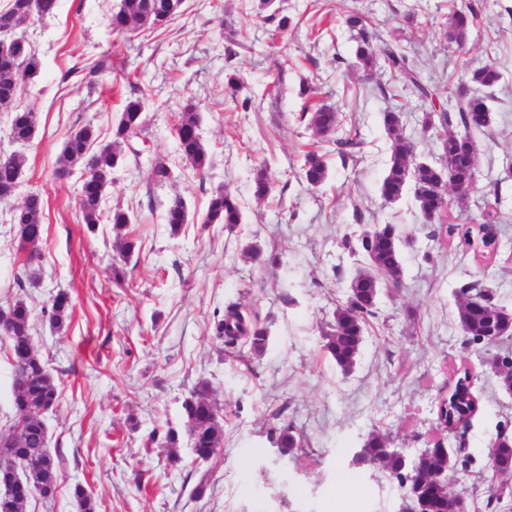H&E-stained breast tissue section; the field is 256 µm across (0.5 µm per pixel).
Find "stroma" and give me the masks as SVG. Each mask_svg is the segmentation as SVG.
Wrapping results in <instances>:
<instances>
[{
	"instance_id": "35a3bbf8",
	"label": "stroma",
	"mask_w": 512,
	"mask_h": 512,
	"mask_svg": "<svg viewBox=\"0 0 512 512\" xmlns=\"http://www.w3.org/2000/svg\"><path fill=\"white\" fill-rule=\"evenodd\" d=\"M120 3L58 0L54 16L27 27L41 61L39 76L22 82L16 100L36 114L30 144L11 142L0 108V153L26 158L14 194L0 200V307L27 303L35 347L58 387L44 416L60 460L57 494L49 503L31 498L26 512H75L78 485L99 512H398L395 484L351 459L373 429L410 453L433 446L441 437L435 397L464 364L475 376L478 411L466 436L472 463L459 472L455 491L470 512H485L489 490L501 483L486 450L498 431H512V397L488 371V352L466 345L454 290L483 279L512 308V0H276L288 19L282 30L259 0H183L167 29L132 34L107 25ZM462 6L474 21L457 52L448 46V18ZM351 13L382 39L399 41L432 84L468 82L488 61L499 67L490 133L477 138V188L451 201L454 223L473 224L484 198L501 195L491 265L433 241L412 194L393 203L381 197L389 160L384 112L400 113V130L418 157L431 158L437 145L422 130L426 107L412 86L383 65L355 66L356 33L344 23ZM101 61L105 69L95 72ZM304 88L311 102L336 108L335 135L321 137L301 120ZM137 97L148 103L139 152L124 153L102 201L103 211L129 212L141 244L126 287L118 288L115 232L84 224L80 170L59 176L55 169L71 132L89 125L99 142H110L127 100ZM189 98L199 105L198 133L211 155L203 178L178 153L174 125ZM352 134L358 146L342 148L340 139ZM310 151L328 167L315 188L301 174ZM158 161L172 173L161 186L147 181ZM262 166L271 188L258 201L251 184ZM219 186L241 203L235 228L202 221ZM34 189L44 198L41 258L18 287L25 253L11 213ZM177 195L189 220L175 234L164 215ZM387 222L400 225L415 249L404 256L400 287L383 292L346 377L324 358L322 332L346 301L357 266L348 241ZM254 243L264 263L245 256ZM60 292L72 307L57 326L48 309ZM231 303L269 327L263 354L219 338ZM201 381L215 389L224 444L201 465L180 448L183 461L175 465L149 434L183 430L181 404ZM280 419L303 439L286 455L270 435ZM201 483L205 492L195 494Z\"/></svg>"
}]
</instances>
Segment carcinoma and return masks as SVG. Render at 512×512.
Listing matches in <instances>:
<instances>
[{
    "label": "carcinoma",
    "mask_w": 512,
    "mask_h": 512,
    "mask_svg": "<svg viewBox=\"0 0 512 512\" xmlns=\"http://www.w3.org/2000/svg\"><path fill=\"white\" fill-rule=\"evenodd\" d=\"M182 0H121L118 10L112 12L109 27L114 32L131 34L146 26L154 29L168 27L179 15ZM57 0H10L9 6L0 11V107H8L16 98L20 81L33 79L40 73L41 61L19 32L21 23L34 18L52 16ZM346 23L358 30L355 57L364 69L382 57L387 69L395 78L413 85L422 102L429 105L424 113L422 126L436 131L438 157L433 162L415 157L413 142L400 133V113H383V125L388 134L389 161L380 184L381 196L397 201L408 186L413 195L423 226L430 228L429 237L458 240V245L483 257L495 250L498 244L499 197L485 203L484 221L478 225L455 224L450 217L439 223L427 221L433 214L448 209L447 195L439 185L477 179V142L474 133L490 126V108L480 91L496 86L501 73L494 64L474 69L470 85L457 91L448 86L439 89L423 81L398 42L384 41L378 45L362 24L361 18L351 15ZM470 26L469 15L462 10L453 11L449 23V42L464 46ZM145 102L141 98L127 101L117 124L112 130V141L96 144L94 129L83 126L70 133L63 142L58 159L57 173L68 175L75 168L84 171L79 191V208L84 223L96 225L102 221L112 224V230L122 235L119 261L112 263V283L121 288L127 279L126 266L137 248L136 239L124 233L132 223L129 213L116 208L103 215L101 203L112 170L121 162L122 147H129L143 131ZM301 118L320 135L336 131L337 112L321 105H302ZM10 138L15 143L26 144L34 138L36 118L29 110L10 111ZM200 113L192 102L185 104L178 114L175 127L178 150L182 159L203 176L210 168L211 158L202 142L198 127ZM25 156L13 152L0 154V198L14 192ZM305 181L317 187L328 175L327 165L315 151L306 154L302 167ZM43 197L39 190L31 191L12 215L17 224L21 247L28 251L23 267L32 266L38 258L35 245L43 234ZM243 215L238 199L218 187L211 192L208 206L202 217L204 224H222L234 227L242 223ZM165 222L173 232L188 222V211L182 198H172L165 211ZM358 251L363 257L349 285L345 303L336 306L332 321L324 333L323 348L345 374H350L359 359L365 341L368 319L375 316L377 302L382 292V279L393 272L403 271V235L395 224H375L358 238ZM457 321L468 341L483 347L497 346L512 337V310L496 301L493 290L477 281L462 283L455 289ZM71 308L70 297L60 292L50 306V319L61 325ZM11 328L9 339L14 368V416L9 433L0 437V458L25 465L37 460L42 467L31 475V483L40 489L44 501L54 499L57 491L58 461L48 448V438L41 410L53 407L58 399L54 378L35 349L29 333L30 310L21 299L0 308V322ZM218 334L224 342L232 343L241 337L251 349L263 353L269 344V328L256 317L243 314L236 305L228 306L224 320L218 325ZM474 376L468 367L453 371L435 397L436 421L448 428L442 439V452L425 448L411 456L391 447V440L377 430L370 431L361 448L353 455V464L373 467L397 483L402 500V512H448V492L443 480L451 479L466 469L470 456L465 454L463 443L477 411V399L472 392ZM214 388L207 381L197 383L182 403L187 447L193 457L212 459L222 448L224 424L212 399ZM291 423L273 428L278 434L277 444L286 453L296 446ZM496 446L490 451L495 468L502 477L512 476V434L501 430L495 438ZM76 512H96L94 498L81 486L73 491ZM30 495L17 491L9 496L0 495V512H25Z\"/></svg>",
    "instance_id": "cac0c4a2"
}]
</instances>
